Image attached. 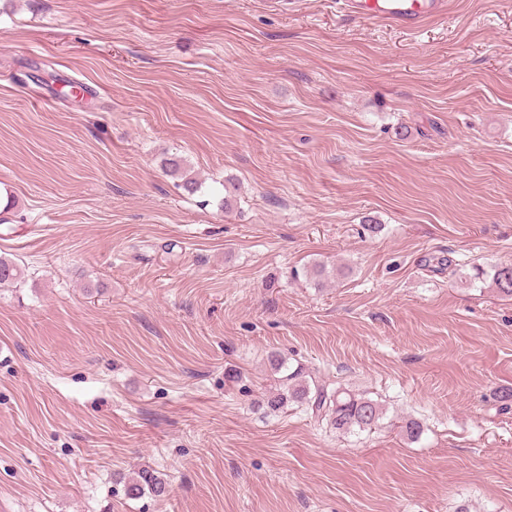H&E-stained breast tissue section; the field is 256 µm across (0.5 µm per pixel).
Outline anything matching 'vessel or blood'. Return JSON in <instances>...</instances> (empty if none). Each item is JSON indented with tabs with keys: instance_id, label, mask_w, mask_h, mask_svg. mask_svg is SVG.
Masks as SVG:
<instances>
[{
	"instance_id": "obj_1",
	"label": "vessel or blood",
	"mask_w": 512,
	"mask_h": 512,
	"mask_svg": "<svg viewBox=\"0 0 512 512\" xmlns=\"http://www.w3.org/2000/svg\"><path fill=\"white\" fill-rule=\"evenodd\" d=\"M340 10L367 20L393 23L414 31L447 7V0H336Z\"/></svg>"
}]
</instances>
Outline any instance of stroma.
<instances>
[{"mask_svg": "<svg viewBox=\"0 0 512 512\" xmlns=\"http://www.w3.org/2000/svg\"><path fill=\"white\" fill-rule=\"evenodd\" d=\"M0 255V512H512V0H0ZM447 0H336L342 11L367 20L393 23L407 31H416L422 24L447 7ZM275 373H283L278 386L261 393L255 404L269 413L297 406L317 419H327L339 433L372 430L384 416L382 404L363 394L316 380L302 368L293 371L286 362L271 354L268 358ZM163 474L150 467H142L129 477L125 491L129 498L136 499L146 493L155 498H164L171 492V485Z\"/></svg>", "mask_w": 512, "mask_h": 512, "instance_id": "35a3bbf8", "label": "stroma"}]
</instances>
